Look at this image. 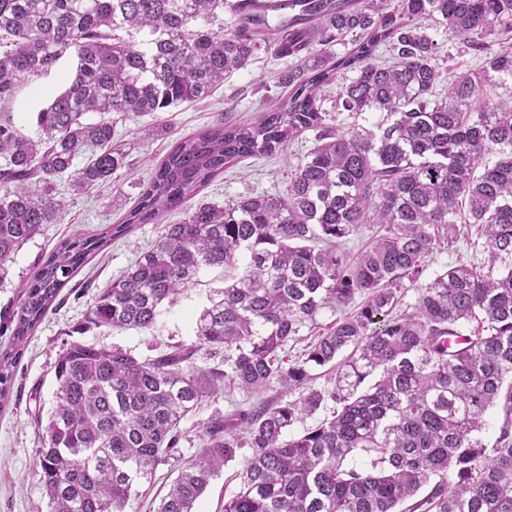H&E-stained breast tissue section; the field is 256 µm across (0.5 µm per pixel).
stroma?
Listing matches in <instances>:
<instances>
[{"label": "stroma", "mask_w": 512, "mask_h": 512, "mask_svg": "<svg viewBox=\"0 0 512 512\" xmlns=\"http://www.w3.org/2000/svg\"><path fill=\"white\" fill-rule=\"evenodd\" d=\"M427 32L441 45L437 59L441 74L480 65V56L458 40L449 39L439 24L428 22ZM291 64V58L259 51L244 69L226 77L223 84L203 100L181 105L168 113L132 117L118 123L115 136L126 145L127 167L118 170L106 185L88 194L74 195L67 185H59L58 193L65 203L64 219L59 224L44 225L40 234L13 255L8 264V277L0 286V311L20 307V284L34 276L61 240L78 233H98L124 218L136 205L142 186L150 179L156 164L177 140L221 118L255 120L280 100L286 88L278 77ZM75 69V58L67 56L51 74L18 84L7 110L23 134H34L37 112L68 86ZM163 121L167 122V129L151 139L143 138L145 126ZM314 144L315 134L309 131L284 153L240 160L205 187L199 198L222 206L252 194L285 193L294 165ZM183 218L179 210L165 213L159 223L137 225L90 257L62 288L52 309L29 336L23 355L13 368L9 401L0 406V512H48V500L32 469L42 446L44 421L56 404L54 368L70 342L79 340L107 348L118 346L144 359L152 356L154 349L194 341L197 317L214 298L216 289L224 285L222 269L202 270L173 305L163 307L150 330L94 328L82 334L76 331L101 289L148 250L165 225L179 223ZM476 233L474 225H459L455 243L428 257L422 282H429L436 273L459 260L488 266L486 250L474 243ZM232 409L230 396L220 394L191 414L181 425L183 437L178 445L181 458L190 459L201 448L204 422L212 415H224ZM177 468V462L171 460L160 465L152 475L139 479L125 512H156ZM240 469V462L229 463L210 482L197 502L196 512H224L225 498L239 487Z\"/></svg>", "instance_id": "obj_1"}]
</instances>
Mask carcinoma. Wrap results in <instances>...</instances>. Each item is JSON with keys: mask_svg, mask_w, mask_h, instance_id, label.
<instances>
[{"mask_svg": "<svg viewBox=\"0 0 512 512\" xmlns=\"http://www.w3.org/2000/svg\"><path fill=\"white\" fill-rule=\"evenodd\" d=\"M269 21L224 0H0V103L20 77L77 60L68 87L36 116V134L0 116V281L45 224H60L57 183L82 195L127 165L118 121L206 98L264 49L291 57L288 95L243 123L178 140L125 219L60 242L6 315L0 403L27 337L87 259L180 209L155 245L99 293L81 329H151L204 268L241 273L204 308L191 345L140 359L73 342L59 356L57 404L33 474L50 512H124L136 478L167 461L181 423L224 392L244 400L204 427L158 512H195L211 479L243 456L224 512H512V0H278ZM483 53L437 89L438 43L423 19ZM352 48L338 55L334 47ZM391 57L378 59L380 46ZM336 108L365 121L326 123L321 93L339 74ZM307 131L316 143L288 189L224 206L195 201L224 168L266 158ZM82 154L87 160L74 165ZM378 231L354 259L341 244ZM481 226L488 270L458 262L418 281L456 225ZM414 288L401 313V289ZM361 305L303 353L289 342L328 305ZM477 323L473 330L468 325ZM212 361L203 367L198 355ZM331 366L332 388L311 387ZM273 387L299 398L259 410ZM332 400L303 434L295 422ZM503 418L491 443L486 413Z\"/></svg>", "mask_w": 512, "mask_h": 512, "instance_id": "carcinoma-1", "label": "carcinoma"}]
</instances>
